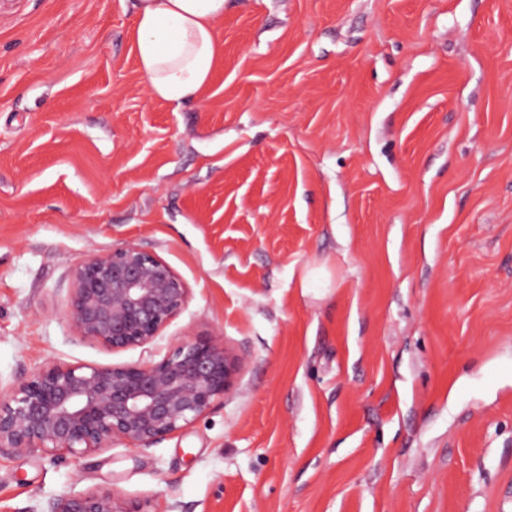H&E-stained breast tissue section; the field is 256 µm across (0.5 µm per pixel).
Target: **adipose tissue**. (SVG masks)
<instances>
[{"label": "adipose tissue", "instance_id": "ef3b65f1", "mask_svg": "<svg viewBox=\"0 0 512 512\" xmlns=\"http://www.w3.org/2000/svg\"><path fill=\"white\" fill-rule=\"evenodd\" d=\"M225 0H137L135 52L150 93L181 108L208 83Z\"/></svg>", "mask_w": 512, "mask_h": 512}]
</instances>
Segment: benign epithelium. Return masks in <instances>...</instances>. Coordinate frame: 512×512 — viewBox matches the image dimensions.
I'll use <instances>...</instances> for the list:
<instances>
[{
	"label": "benign epithelium",
	"mask_w": 512,
	"mask_h": 512,
	"mask_svg": "<svg viewBox=\"0 0 512 512\" xmlns=\"http://www.w3.org/2000/svg\"><path fill=\"white\" fill-rule=\"evenodd\" d=\"M66 314L79 337L111 349L151 343L188 304L184 280L135 242L77 263ZM241 367L216 336L182 340L149 366L51 365L0 397V453L88 455L114 439L147 448L203 416ZM52 512H145L112 490L57 499Z\"/></svg>",
	"instance_id": "7a95c632"
}]
</instances>
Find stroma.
Segmentation results:
<instances>
[{
	"label": "stroma",
	"instance_id": "35a3bbf8",
	"mask_svg": "<svg viewBox=\"0 0 512 512\" xmlns=\"http://www.w3.org/2000/svg\"><path fill=\"white\" fill-rule=\"evenodd\" d=\"M135 0H0V392L41 367L242 361L147 448L0 454V512H512V0H227L207 86L147 90ZM191 290L83 341L74 266ZM66 314L79 337L108 348L151 343L188 304L184 280L135 242L77 263ZM51 512H145L136 505H128L113 490L96 488L77 494L61 496Z\"/></svg>",
	"mask_w": 512,
	"mask_h": 512
}]
</instances>
